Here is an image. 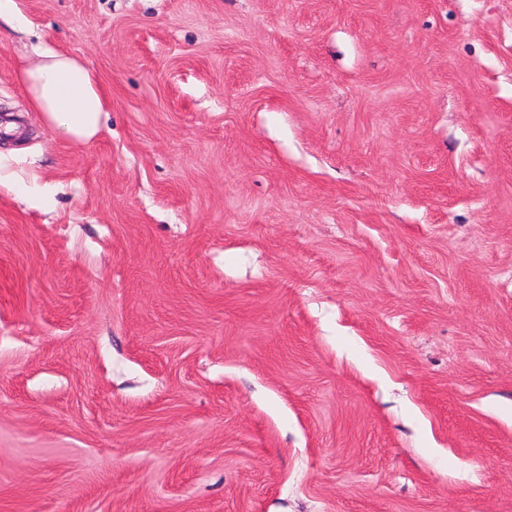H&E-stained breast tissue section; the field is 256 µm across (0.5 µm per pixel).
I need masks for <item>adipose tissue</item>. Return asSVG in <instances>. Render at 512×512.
Here are the masks:
<instances>
[{
    "mask_svg": "<svg viewBox=\"0 0 512 512\" xmlns=\"http://www.w3.org/2000/svg\"><path fill=\"white\" fill-rule=\"evenodd\" d=\"M16 78L53 136L80 144L97 137L108 101L82 59L46 47L18 67Z\"/></svg>",
    "mask_w": 512,
    "mask_h": 512,
    "instance_id": "obj_1",
    "label": "adipose tissue"
}]
</instances>
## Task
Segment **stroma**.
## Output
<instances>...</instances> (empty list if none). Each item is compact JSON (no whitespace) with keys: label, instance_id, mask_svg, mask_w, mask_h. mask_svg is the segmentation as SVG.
Instances as JSON below:
<instances>
[{"label":"stroma","instance_id":"35a3bbf8","mask_svg":"<svg viewBox=\"0 0 512 512\" xmlns=\"http://www.w3.org/2000/svg\"><path fill=\"white\" fill-rule=\"evenodd\" d=\"M16 5L0 512H512V0ZM20 65L16 78L30 105L53 136L92 142L102 129L107 98L82 59L46 47Z\"/></svg>","mask_w":512,"mask_h":512}]
</instances>
